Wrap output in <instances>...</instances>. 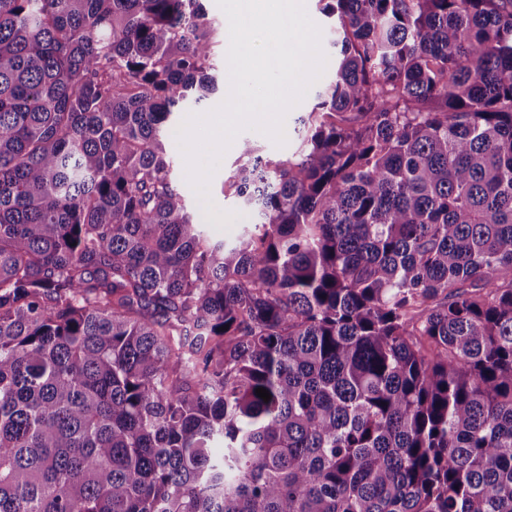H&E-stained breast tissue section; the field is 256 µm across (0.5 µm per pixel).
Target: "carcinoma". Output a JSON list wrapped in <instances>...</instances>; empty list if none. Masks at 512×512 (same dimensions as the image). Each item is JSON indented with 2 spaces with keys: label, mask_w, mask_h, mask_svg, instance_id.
<instances>
[{
  "label": "carcinoma",
  "mask_w": 512,
  "mask_h": 512,
  "mask_svg": "<svg viewBox=\"0 0 512 512\" xmlns=\"http://www.w3.org/2000/svg\"><path fill=\"white\" fill-rule=\"evenodd\" d=\"M323 2L229 244L164 142L200 0H0V512H512V0ZM304 3L309 17L322 30L321 43L322 48L328 57L327 66L322 77L312 85L303 101L288 113L285 119V134L287 141L284 146L277 147L264 135L247 130L237 136L225 153L218 171L211 180L210 195L217 207L223 210L237 211L244 216L243 218L236 219L232 227H218L213 222L205 220L200 202L195 192L185 179V165L183 164V157L176 142L175 132L188 112H181L178 118H176L168 127L165 143L174 161V173L180 192L184 196L189 209L195 214L196 222L199 224H206V231L214 240L232 243L236 241L237 238L245 232V230L254 228L255 221L253 215L241 205L236 197L225 190L224 193L222 192L223 181L227 179V177L240 163L237 148L239 139L250 138L259 148L260 153L272 158L273 160L291 157L299 146V124L297 123V119L299 116L304 115V112L309 111L313 107L317 102L316 95L320 85L330 80L332 76L334 48L329 43L330 36L328 35V29L332 24V20L328 19L321 13L320 8L322 5L318 3V0H304Z\"/></svg>",
  "instance_id": "carcinoma-1"
}]
</instances>
